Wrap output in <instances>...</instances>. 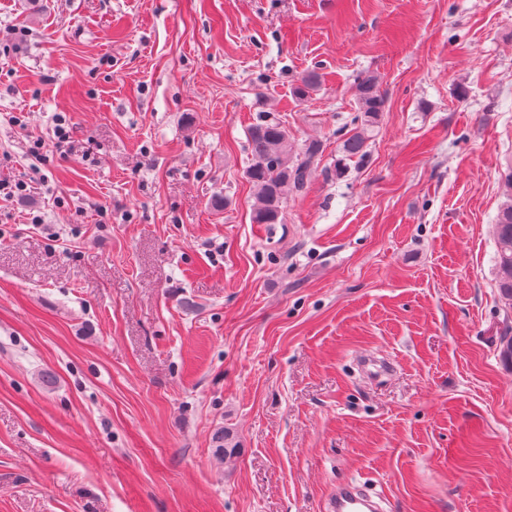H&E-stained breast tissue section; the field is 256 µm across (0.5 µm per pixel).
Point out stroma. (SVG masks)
I'll return each instance as SVG.
<instances>
[{"mask_svg": "<svg viewBox=\"0 0 512 512\" xmlns=\"http://www.w3.org/2000/svg\"><path fill=\"white\" fill-rule=\"evenodd\" d=\"M261 96L324 145L280 224ZM511 164L512 0H0V512H512ZM381 76L376 72H366L356 82L357 112L352 120V129L343 135L336 160V175L341 177L347 169V161L363 160L373 132L381 122L386 110V101L380 93ZM504 183L509 197L496 217L494 236L495 253V288L505 306L512 309V166L504 173ZM327 512H376L382 511L378 503L351 483H343L327 503Z\"/></svg>", "mask_w": 512, "mask_h": 512, "instance_id": "stroma-1", "label": "stroma"}]
</instances>
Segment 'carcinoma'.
<instances>
[{"label": "carcinoma", "instance_id": "cac0c4a2", "mask_svg": "<svg viewBox=\"0 0 512 512\" xmlns=\"http://www.w3.org/2000/svg\"><path fill=\"white\" fill-rule=\"evenodd\" d=\"M320 80L321 75L316 71L303 75L293 87L295 99L306 100ZM380 84L381 76L376 72H367L357 79V108L351 120L352 129L343 135L338 145V178L345 173L348 161L361 160L367 154L368 142L386 111ZM248 145L251 162L245 176L254 198L251 221L254 224H281L288 196L305 190L322 156L323 144L312 140L299 146L286 126L262 116L248 131ZM504 183L509 197L499 209L494 224L495 288L504 305L512 309V166L504 173Z\"/></svg>", "mask_w": 512, "mask_h": 512}]
</instances>
